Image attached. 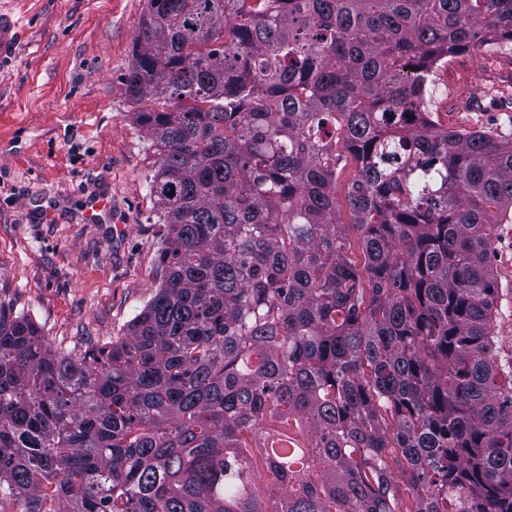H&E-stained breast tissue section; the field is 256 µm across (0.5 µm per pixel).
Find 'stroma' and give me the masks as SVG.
Masks as SVG:
<instances>
[{
    "label": "stroma",
    "mask_w": 512,
    "mask_h": 512,
    "mask_svg": "<svg viewBox=\"0 0 512 512\" xmlns=\"http://www.w3.org/2000/svg\"><path fill=\"white\" fill-rule=\"evenodd\" d=\"M146 0H0L19 22L0 65V301L29 316L55 348L85 352L120 335L163 280L150 181L156 158L131 121L123 77ZM434 90L435 119L512 134V50L451 57ZM478 96L481 111L456 101ZM109 197L104 223L86 204ZM497 331L512 357V223L497 227Z\"/></svg>",
    "instance_id": "stroma-1"
}]
</instances>
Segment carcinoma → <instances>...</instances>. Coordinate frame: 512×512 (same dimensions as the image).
Masks as SVG:
<instances>
[{"label": "carcinoma", "instance_id": "1", "mask_svg": "<svg viewBox=\"0 0 512 512\" xmlns=\"http://www.w3.org/2000/svg\"><path fill=\"white\" fill-rule=\"evenodd\" d=\"M482 46L512 0H147L163 281L79 354L0 303V512H512V135L430 110ZM495 272L499 288L497 331L502 356L512 358V223L497 227Z\"/></svg>", "mask_w": 512, "mask_h": 512}]
</instances>
